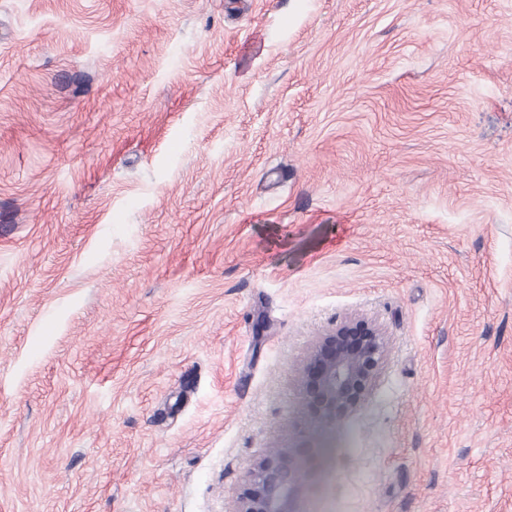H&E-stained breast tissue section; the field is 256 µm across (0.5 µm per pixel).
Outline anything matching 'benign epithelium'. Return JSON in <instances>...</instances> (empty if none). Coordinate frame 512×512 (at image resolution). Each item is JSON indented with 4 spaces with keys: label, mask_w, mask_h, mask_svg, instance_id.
Listing matches in <instances>:
<instances>
[{
    "label": "benign epithelium",
    "mask_w": 512,
    "mask_h": 512,
    "mask_svg": "<svg viewBox=\"0 0 512 512\" xmlns=\"http://www.w3.org/2000/svg\"><path fill=\"white\" fill-rule=\"evenodd\" d=\"M386 347L382 328L365 317H347L319 338L302 373L314 423L333 429L360 407ZM319 453L316 438L303 434L255 460L246 471L248 488L237 512H299V496L315 472Z\"/></svg>",
    "instance_id": "7a95c632"
}]
</instances>
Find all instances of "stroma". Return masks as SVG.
<instances>
[{
  "mask_svg": "<svg viewBox=\"0 0 512 512\" xmlns=\"http://www.w3.org/2000/svg\"><path fill=\"white\" fill-rule=\"evenodd\" d=\"M356 314L300 512H512V0H0V512H236ZM387 347L382 328L365 317H346L319 338L302 373L310 418L336 428L366 399Z\"/></svg>",
  "mask_w": 512,
  "mask_h": 512,
  "instance_id": "obj_1",
  "label": "stroma"
}]
</instances>
